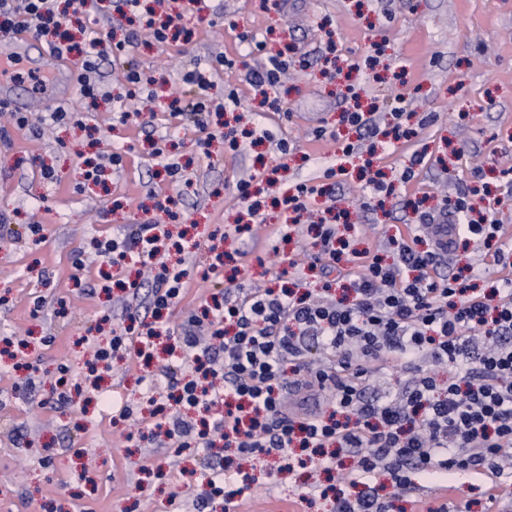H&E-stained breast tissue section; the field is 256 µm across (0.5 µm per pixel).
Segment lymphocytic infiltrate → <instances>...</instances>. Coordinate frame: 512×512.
<instances>
[{"instance_id":"f902f5d3","label":"lymphocytic infiltrate","mask_w":512,"mask_h":512,"mask_svg":"<svg viewBox=\"0 0 512 512\" xmlns=\"http://www.w3.org/2000/svg\"><path fill=\"white\" fill-rule=\"evenodd\" d=\"M158 15L141 25L159 44L176 41L185 16L200 17L195 0H153ZM55 0H0V41L28 34L59 58L77 54L82 98L94 97L90 80L103 58L123 64L128 99L137 98L141 73L125 65L133 39L120 41L84 28L81 47L70 45L64 14ZM232 61L216 56L206 69L184 75L195 91L192 104L173 98L171 116H190L206 128L214 105L208 95L213 74ZM315 186L300 182L275 199L283 224L273 234L288 239L299 224ZM472 205L457 195L440 215L423 214L420 226L389 237L393 261L368 250L343 254L336 249V227L311 222L320 242L312 264L346 294L318 297L304 288L297 261L280 278L294 285L280 290L242 283L211 296L189 313L178 338L183 355L165 368L167 390L179 409L154 410L149 430L177 450L234 449L207 482V498L233 499L246 476L235 459L263 462L278 452L297 458L300 467L337 471L335 484L321 496H334L337 512H393L391 498L377 486L386 479L400 493L418 478L448 493L451 479L474 473L489 501L512 512V273L499 286L482 291L440 273L447 252L459 243L492 248L495 262L512 255L495 219H472ZM429 249H419L421 239ZM194 241L172 238L147 219L129 225L123 238L100 242L98 266L137 258L149 281H133L143 310L112 329L107 344L96 346L91 372L111 374L116 352L134 347L148 356L160 336L169 335L163 312L173 310L187 290L186 269L168 263L170 251L190 253ZM319 359H309L310 346ZM408 375L404 387L376 388L385 370Z\"/></svg>"}]
</instances>
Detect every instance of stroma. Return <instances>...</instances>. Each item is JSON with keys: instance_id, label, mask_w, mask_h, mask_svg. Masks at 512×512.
Here are the masks:
<instances>
[{"instance_id": "1", "label": "stroma", "mask_w": 512, "mask_h": 512, "mask_svg": "<svg viewBox=\"0 0 512 512\" xmlns=\"http://www.w3.org/2000/svg\"><path fill=\"white\" fill-rule=\"evenodd\" d=\"M213 26L185 17L190 34L161 46L138 32L128 64L152 76L154 99H124V86L111 59H103L95 80L103 94L88 107L78 92L67 103L72 123L53 124L49 113L33 111L32 125L10 127V145L0 149V212L10 217L12 241L0 247V338L23 339L26 358L41 378L25 385L22 372L0 359V512H215L199 506L218 458L211 451L176 452L130 434L127 421L113 418L96 403L76 399L65 409L54 406L51 385L59 365L82 373L88 359L85 338L106 341L111 318L121 317L127 297L104 291L94 271H76L77 260L93 253L95 241L112 237L122 225L148 218L162 225H187L198 243L184 266L189 288L171 312L178 329L204 298L225 288L221 279L204 280L210 263L211 236L223 234L246 214L234 185L249 173L275 169L276 183L264 186L267 225L281 224L271 205L279 187L305 181L323 187L309 205L348 210L350 224L340 235L357 248L382 249L397 228L419 221L406 207L425 197V208L439 213L444 199L488 183L490 196H475V209L512 225V186L499 178L512 166V0H209ZM266 35L269 51L289 48L291 64L277 107L258 114V100L246 77L255 60L244 59V36ZM335 41L338 64L349 80L329 79L323 59ZM233 67L212 78L210 94L239 92L241 105L227 118L213 119L201 132L185 118H173L159 104L167 95H185V73L206 68L216 55ZM405 70L404 79L393 73ZM363 104L376 108L377 123L407 105L416 125L410 141L397 142L370 160L373 139L367 130L340 125L347 108L346 85ZM139 111L136 122L125 112ZM324 137H315L318 127ZM264 129L269 138L233 154L224 149L226 133ZM175 141L176 158H191L192 184L179 189L158 177L151 137ZM285 139L294 151L280 161L275 142ZM359 144L347 156L342 143ZM106 150L123 154L122 167H107L104 184L85 180L84 162ZM425 156L416 177H400L413 153ZM54 170L41 176L42 166ZM337 174L328 179L326 168ZM382 174L393 195L375 197L369 181ZM174 196L172 214L155 210L156 201ZM228 254L247 252L244 282L270 281L285 257L307 260L317 252L302 232L290 242L252 249L249 242L225 237ZM474 266L478 286L501 278L498 265L474 245L459 249L443 264L444 275ZM42 307H35V300ZM52 337L43 345V337ZM147 383L135 353L112 370L102 392L115 408L133 417L147 412ZM249 489L226 504V512H334L333 498L299 505L296 494L311 483H325L324 473L307 468L285 471L278 456L248 468Z\"/></svg>"}]
</instances>
